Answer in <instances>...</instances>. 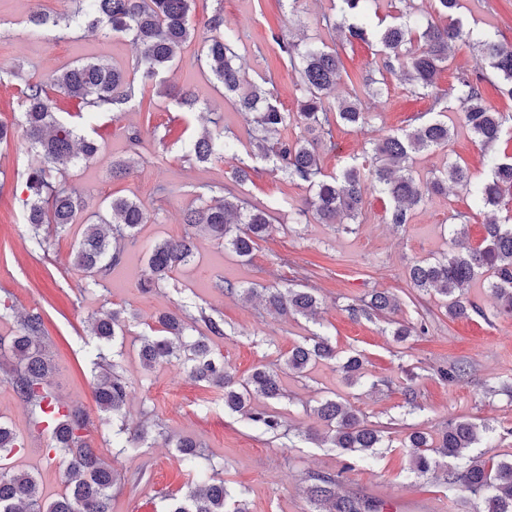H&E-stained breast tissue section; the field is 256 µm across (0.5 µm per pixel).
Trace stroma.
<instances>
[{"label":"stroma","instance_id":"stroma-1","mask_svg":"<svg viewBox=\"0 0 512 512\" xmlns=\"http://www.w3.org/2000/svg\"><path fill=\"white\" fill-rule=\"evenodd\" d=\"M223 6L226 27L241 37L237 51L248 80L260 85L272 81L283 107L295 111L296 76L280 58L270 33L281 29L297 39L332 43L331 31L318 23L322 14L333 11L332 0H298L292 8L286 0H224ZM36 8L54 15L71 11L73 5L71 0H0V123L16 129L23 122V108L12 75L15 67L45 81L54 71L91 58L130 71L137 56L128 38L107 29L89 32L74 26L63 35L50 28L33 29L28 16ZM455 16L474 35L512 42V0H460ZM200 47L197 40L183 46L177 68L164 75L167 83L193 92L196 112L181 111L151 86L122 111L100 113L86 123V132L98 139L101 150L66 174L85 207L67 232L58 234L53 225H45L48 251L34 249L23 219L26 146L13 142L0 147V302L14 305L17 313H43L45 336L59 367L50 375L48 388L91 420H99L101 412L91 373L99 341L90 333L89 318L106 309H123L131 316L124 354L118 359L129 382L125 412L131 420L159 426L161 433L122 452L113 448L111 430L96 427L89 433L97 455L121 476L119 488L112 492L111 512H167L171 497L186 493L189 477L172 445L180 436L202 445L208 468L240 493L247 512H309L304 493L308 473L343 471L345 462L338 449L309 437L324 429L313 406L332 395L347 399L391 442L376 464L358 463L344 471L341 492L382 501L393 512H473L474 502L463 489L430 475L409 474V459L400 446L412 430L435 435L448 421L466 417L496 430L491 443L479 446V454L512 455V316L498 314L488 274H478L465 290L480 309L469 320L448 317L435 298L413 288L407 276L413 262L453 250L449 227L455 212L467 213L471 243L483 239L494 212L474 207L464 190L453 187L447 194L430 196L414 209L410 223L401 226L387 222L386 199L370 190L364 194L363 221L353 228L323 224L312 216L299 224L295 218L308 195L305 186L289 182L271 163L259 160L244 192L250 203L268 210L274 230L251 260L242 261L201 235L192 265L174 272L152 294L138 290L150 246L183 235L184 211L198 206L199 194L208 187L230 184L237 165L229 156L203 164L186 161L191 136L212 121L238 138L246 136L243 115L225 100L211 73L198 68ZM376 50V44L358 42L343 52L337 95L359 91L360 76L374 64ZM430 106V98L387 77L369 124L360 131L338 126L336 148L323 154V167L342 168L360 157L367 143L405 128L412 116ZM448 125L453 132L448 147L419 155L416 176L429 179L457 159L475 176L486 177L482 148L459 112L449 111ZM132 127L143 133L139 152L146 166L137 176L116 181L112 163L130 156L126 133ZM115 196L136 200L148 222L136 243L125 245L121 264L104 284L88 292L85 274L71 265V253L91 216ZM287 258L311 274L309 285L316 288L321 304L315 317L284 318L268 312L261 298L246 302L217 286L222 279L258 289L295 283L293 271L283 264ZM375 289L394 294L399 310L388 319L353 320L349 305ZM184 306L205 308L223 320L224 333L212 337L211 346L237 378H246L262 365L281 369L288 350L314 333L329 337L340 353L358 351L364 376L360 384L348 386L331 361L303 376L283 372L284 398L256 402L257 407L279 412L288 424L287 436L272 437L225 410L223 391L193 381L184 366H142L138 349L148 324L158 313ZM396 322L422 324L426 331L398 342L391 334ZM452 361L472 363L474 369L464 381L449 383L438 371ZM409 385L417 394L412 406L404 396ZM0 416L26 443L16 468L34 473L46 498L61 494L63 467L45 453L49 436L5 381L0 382Z\"/></svg>","mask_w":512,"mask_h":512}]
</instances>
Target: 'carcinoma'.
<instances>
[{"label":"carcinoma","instance_id":"cac0c4a2","mask_svg":"<svg viewBox=\"0 0 512 512\" xmlns=\"http://www.w3.org/2000/svg\"><path fill=\"white\" fill-rule=\"evenodd\" d=\"M378 0H336V11L322 15V24L336 32L338 43L308 44L283 34L272 35L280 56L297 75L296 115L282 110L273 92L247 82L236 65L240 36L224 28V9L217 6L203 22L209 33L204 38L196 61L211 72L224 88V98L232 99L247 115L248 151L239 159L232 184L219 194L199 196L200 206L189 210L183 223L193 229L180 238L156 243L147 258V268L139 287L150 293L171 278V274L190 265L196 256L195 234L198 230L238 257L248 261L258 246L273 231L266 210L252 206L240 193L251 171L249 161L257 159L273 164L286 178L304 184L308 204L324 224L358 223L367 187L386 198V218L390 224H407L414 207L429 195H443L448 184L461 187L474 206L502 210L505 193L512 190V159H502L494 151L505 131L506 116L488 106L484 83L489 74L499 82V92L512 99V43L492 36L477 41L472 64L456 69L448 88L438 86L439 74L453 59V50L464 42L463 23L452 17L457 0H401L396 13L379 16ZM195 0H77L71 14L51 16L35 10L28 18L35 28L50 27L66 31L72 24H87L93 32L105 26L114 34L131 37L139 50L134 74L99 60H89L55 72L48 82L25 77L18 66L13 76L21 89L24 123L17 132L0 124V145L21 138L27 144V163L23 200V218L29 224L34 247L46 250L48 237L42 235L45 224L59 231L74 223L83 200L67 185L69 167L94 158L100 144L81 133L76 126L63 123L54 112L47 86L76 100L88 117L99 112H114L131 102L158 76L177 66L178 50L198 35L193 18ZM375 40L380 46L375 67L363 76V96L353 95L329 101L336 91L343 69L341 52L360 40ZM410 85L413 91L433 99L428 115H416L415 125L374 143L363 160L328 173L321 155L335 149L334 129L340 124L360 127L370 116V101L382 94L386 75ZM457 103L465 125L484 150V165L491 176L482 181L473 178L468 166L458 160L448 162L439 174L422 181L413 175L415 157L428 150L448 147L451 129L447 112ZM299 132L282 135L288 126ZM127 139L133 156L112 162V178L130 176L144 159L136 158L142 143L138 129H130ZM234 139L220 130L204 131L193 139L187 160L207 163L224 158L236 149ZM466 215L452 219L456 250L448 255L414 262L408 277L418 291L433 295L448 316L471 318L480 309L463 297V288L480 272L491 273L489 287L499 303V312L512 315V211L500 220L485 225L486 236L480 245L468 243ZM147 217L140 204L125 197L112 198L105 214L88 224L72 251L71 263L77 270L93 277L100 285L112 266L123 256L121 242H135ZM266 306L284 316H307L316 312L318 298L313 288H268ZM399 302L387 291H374L369 300L351 308L355 319L371 320L398 310ZM19 333L10 342L0 339V371L4 373L17 397L47 423L54 456L65 465L67 492L47 500L37 477L17 470L11 459L20 447L19 436L0 421V512H110L112 487L119 474L102 460L88 443L86 431L92 422L83 410L64 407L46 389L52 371L44 345V318L38 311L19 317ZM203 323L214 336L224 335V321L206 313L182 308L157 316L152 334L141 337L140 358L146 367L181 361L190 376L208 387L224 390V408L248 419L254 426L274 436L284 428L282 417L265 409L258 410V398L278 400L283 397L280 375L266 368L255 369L238 379L224 366V360L211 352L202 337H194V325ZM93 335L102 345L92 361L95 398L104 417L101 425L112 428V445L125 449L131 442L146 441L149 429L132 424L124 415L128 382L111 356L122 355L126 319L117 310L101 311L93 318ZM339 360V370L349 385L363 378V359L351 352L338 357L329 338L314 335L288 351L284 369L302 375L308 368L325 360ZM470 367L458 363L441 371V377L455 383L467 377ZM313 413L327 428L325 441L350 458L367 464L377 461L384 447L382 430L340 396L323 398ZM495 430L467 418L448 421L437 437L413 430L404 439L409 449V472L424 476L446 465L441 480L448 487H461L477 501L475 512H512V458L493 461L470 457L468 452L482 441L493 438ZM180 462L186 472L203 471L205 455L189 437L176 440ZM352 469L345 464L337 473L311 472L306 477V494L311 512H380L369 497L341 494L337 491L342 474ZM169 512H246L222 480L208 478L192 487L185 496L172 498Z\"/></svg>","mask_w":512,"mask_h":512}]
</instances>
